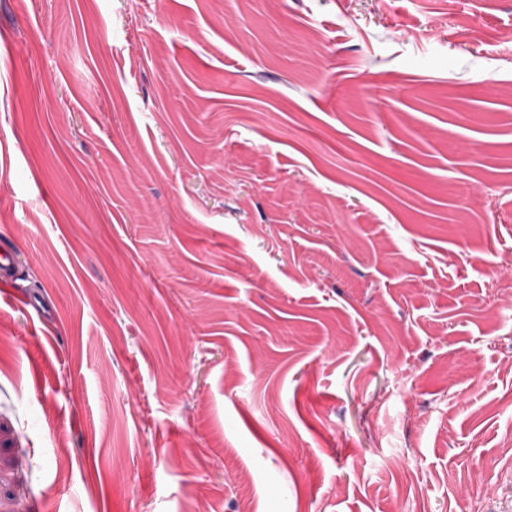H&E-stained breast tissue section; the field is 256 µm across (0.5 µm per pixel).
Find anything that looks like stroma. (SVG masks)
<instances>
[{"mask_svg":"<svg viewBox=\"0 0 512 512\" xmlns=\"http://www.w3.org/2000/svg\"><path fill=\"white\" fill-rule=\"evenodd\" d=\"M0 512H512V0H0Z\"/></svg>","mask_w":512,"mask_h":512,"instance_id":"1","label":"stroma"}]
</instances>
